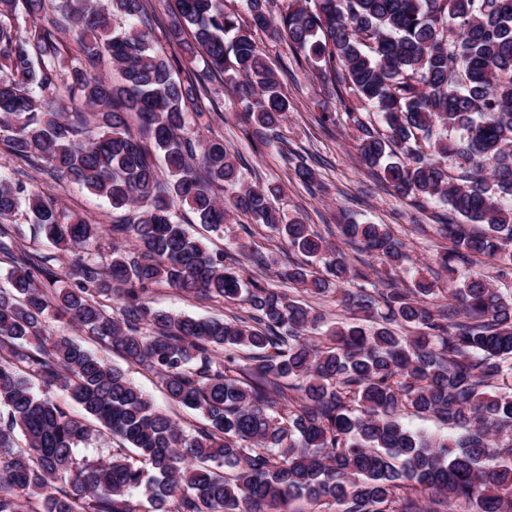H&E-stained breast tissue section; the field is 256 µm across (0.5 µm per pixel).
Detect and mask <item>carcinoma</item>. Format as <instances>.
<instances>
[{
  "mask_svg": "<svg viewBox=\"0 0 512 512\" xmlns=\"http://www.w3.org/2000/svg\"><path fill=\"white\" fill-rule=\"evenodd\" d=\"M173 2L168 55L154 48L147 0H109L108 11L98 0H0V140L47 178L136 211L112 221L103 263L102 225L0 177L11 264L0 288V512H138L135 493L153 512H288L294 498L336 512H512V294L496 284L512 276V0H241L246 22L224 0ZM259 31L337 82L319 122L345 115L365 165L403 197L448 206L435 262L466 272L458 287L419 271L398 287L410 257L389 224L338 225L367 256L351 263L276 209L281 185L243 183V159L224 142L192 140L186 112L203 116L217 77L252 135L279 138L291 102ZM198 56L201 70L174 76ZM104 60L122 84L92 73ZM370 108L382 128L360 119ZM293 173L319 186L306 159ZM22 199L70 268L17 243ZM179 206L216 233L242 214L306 260L286 258L274 284L260 275L262 251H210ZM159 285L242 313L158 310L148 294ZM339 290V320L305 302ZM51 319L108 341L204 423L181 428ZM401 408L459 432L411 431ZM96 433L118 444L86 464L77 449Z\"/></svg>",
  "mask_w": 512,
  "mask_h": 512,
  "instance_id": "carcinoma-1",
  "label": "carcinoma"
}]
</instances>
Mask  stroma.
I'll list each match as a JSON object with an SVG mask.
<instances>
[{
  "instance_id": "stroma-1",
  "label": "stroma",
  "mask_w": 512,
  "mask_h": 512,
  "mask_svg": "<svg viewBox=\"0 0 512 512\" xmlns=\"http://www.w3.org/2000/svg\"><path fill=\"white\" fill-rule=\"evenodd\" d=\"M263 47L273 61L282 62L288 68L282 81L293 107L282 126V137L287 140L290 152L320 156L321 162L316 169L322 182L321 191L309 193L295 180L293 165L281 154L278 144H256L246 137L247 123L241 107L223 80L210 83L204 101L205 116L189 114L190 131L206 140H223L232 151L246 159L247 164L242 168L245 182L266 180L283 185L286 194L280 207L285 215L304 218L315 230L325 233L329 242H339L340 234L335 226L338 217L344 214L359 223L388 224L396 230L411 257L410 264L397 271L398 280H407L414 270L433 265L437 249L444 244L436 233L437 220L433 210L421 211L412 207L408 199L397 195L378 175L368 172L360 159L355 131L348 123L320 125L319 102L336 100L331 82L318 81L307 66L294 63L291 54L280 43L267 39ZM39 185L55 199L62 212L87 216L106 227L111 225L112 208L104 199L69 182L57 183L43 178ZM181 219L190 234L202 239L212 249L248 240L268 252L279 250L278 235L260 224L252 225L248 230L234 224L218 237L206 232L189 211H182ZM149 299L154 307L194 317H224L233 312L230 305L202 302L164 285L153 288ZM125 368L128 379L181 427L187 429L199 422L197 412L172 404L150 373L135 366Z\"/></svg>"
}]
</instances>
